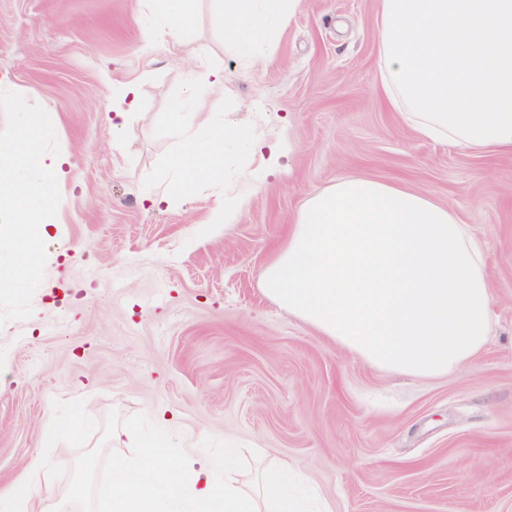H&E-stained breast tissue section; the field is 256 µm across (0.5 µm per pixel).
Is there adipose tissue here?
Returning a JSON list of instances; mask_svg holds the SVG:
<instances>
[{
	"mask_svg": "<svg viewBox=\"0 0 512 512\" xmlns=\"http://www.w3.org/2000/svg\"><path fill=\"white\" fill-rule=\"evenodd\" d=\"M301 0H224L217 21L248 52L276 41ZM384 103L414 134L473 155H512V0H379ZM224 132L179 150L169 195L223 174ZM265 294L364 362L441 377L488 342L482 243L430 194L363 177L312 192L261 272Z\"/></svg>",
	"mask_w": 512,
	"mask_h": 512,
	"instance_id": "obj_1",
	"label": "adipose tissue"
}]
</instances>
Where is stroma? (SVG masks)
<instances>
[{"instance_id": "stroma-1", "label": "stroma", "mask_w": 512, "mask_h": 512, "mask_svg": "<svg viewBox=\"0 0 512 512\" xmlns=\"http://www.w3.org/2000/svg\"><path fill=\"white\" fill-rule=\"evenodd\" d=\"M214 5L195 0L176 47L150 33L155 0H0V82L48 112L68 159L33 313L0 327V493L43 453L73 468L77 449L45 444L54 401L81 398L100 422L147 415L201 477L209 436L239 447L249 488L292 459L330 512H512V156L419 140L383 104L378 0H302L247 61ZM179 113L276 160L229 144L221 183L164 199ZM347 174L433 192L483 242L493 332L459 372L372 368L265 295L301 202ZM224 195L241 203L228 232Z\"/></svg>"}]
</instances>
